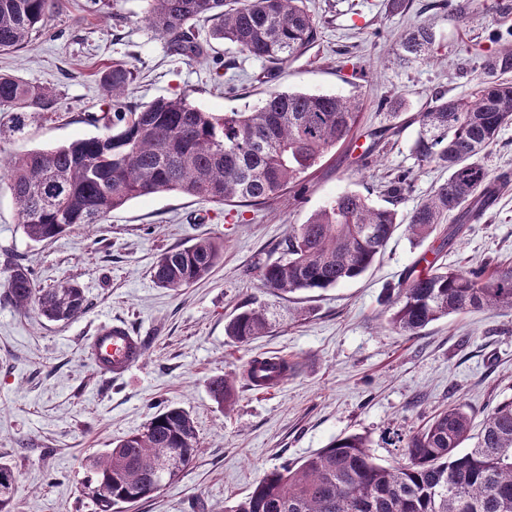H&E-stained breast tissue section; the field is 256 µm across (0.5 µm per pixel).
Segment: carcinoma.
<instances>
[{"label":"carcinoma","instance_id":"obj_1","mask_svg":"<svg viewBox=\"0 0 512 512\" xmlns=\"http://www.w3.org/2000/svg\"><path fill=\"white\" fill-rule=\"evenodd\" d=\"M145 21L171 50L189 60L206 55L193 22H212L210 37L233 43L268 64L304 54L318 37L320 21L306 0H146ZM63 0H0V52L33 44L47 21L61 13ZM435 35L425 24L399 42L400 63L432 57ZM484 79L469 97L436 98L421 113L413 152L422 163L448 171V178L407 215L408 232L423 242L440 230L448 214L480 216L498 191L499 179L481 155L512 124V45L488 58ZM136 67L112 61L100 77L110 100L101 120L105 133L50 150L0 158L15 199L19 223L33 242L53 240L74 226L100 224L134 198L179 192L222 204L236 200L258 206L301 181L309 169L354 134L356 99L333 94L271 91L244 112H207L184 96L145 105L128 101ZM55 94L15 76L0 74V112L11 113L9 132L23 131L35 112H51ZM408 175L387 186L395 203L404 200ZM396 208L374 205L359 192H345L293 228L281 256L260 268L263 286L279 295L334 288L362 276L383 254L397 226ZM224 258V245L201 238L169 249L154 263L159 288L178 290L205 278ZM414 264L397 287L386 290L387 325L401 336L420 335L431 323L453 314L512 309V270L484 271L435 261ZM4 296L19 310L51 322H69L87 308L82 288L62 281L40 288L30 267L8 266ZM273 314L250 298L225 324V335L247 344L269 333ZM277 359L258 356L245 365L247 386L271 382L257 368ZM218 404H231L233 383L210 382ZM475 440L471 448L463 444ZM399 457L383 461L363 433L332 439L299 463L265 473L228 512H512V397L498 402L478 433L461 406L442 409L421 428L398 438ZM180 451L188 465L199 452L191 415L178 406L159 411L143 430L89 459L97 512H114L121 502L149 499L174 480L171 456ZM14 473L0 463V512H12Z\"/></svg>","mask_w":512,"mask_h":512}]
</instances>
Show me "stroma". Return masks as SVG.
<instances>
[{"instance_id":"35a3bbf8","label":"stroma","mask_w":512,"mask_h":512,"mask_svg":"<svg viewBox=\"0 0 512 512\" xmlns=\"http://www.w3.org/2000/svg\"><path fill=\"white\" fill-rule=\"evenodd\" d=\"M320 20L315 44L282 65L275 79L264 62L231 43L210 40L198 22L205 57L170 52L143 20L144 0H64L28 49L0 52V73L52 90L53 111L0 140L9 155L49 149L103 133L107 107L100 84L115 59L132 62V103L187 96L208 112L241 111L269 91L337 94L358 99L361 119L350 141L312 168L298 188L259 208L216 205L177 192L129 201L104 223L78 226L48 242L23 232L7 182H0V282L23 259L37 285L70 280L88 306L67 323L16 310L0 300V462L16 476L13 512H95L86 458L140 432L174 404L195 421L200 451L179 480L125 512H224L269 469L297 462L333 438L369 435L379 458L395 456L398 436L442 408L461 404L481 426L488 410L512 396V311L448 316L407 338L386 326L382 295L424 252L399 226L381 258L361 278L279 299L263 288L258 268L275 260L292 227L337 195L369 193L410 174L400 215L448 177L412 151L419 116L435 96L469 95L486 58L512 44V0H307ZM467 18H458L457 6ZM426 23L435 32L430 61L393 62L400 37ZM224 84H216V67ZM443 263L512 267V186L476 220H448ZM200 237L224 243V259L204 279L171 291L151 269L163 252ZM274 304L278 323L248 345L229 341L224 326L249 298ZM120 322L141 337L138 366L122 375L96 368L91 342ZM269 353L299 364L268 392L236 388L218 405L213 378L239 377L247 361Z\"/></svg>"}]
</instances>
